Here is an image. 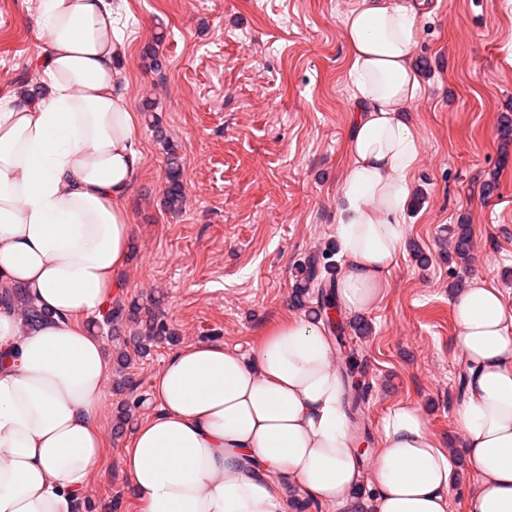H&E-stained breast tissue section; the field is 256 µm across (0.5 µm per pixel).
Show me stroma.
<instances>
[{
  "label": "stroma",
  "mask_w": 512,
  "mask_h": 512,
  "mask_svg": "<svg viewBox=\"0 0 512 512\" xmlns=\"http://www.w3.org/2000/svg\"><path fill=\"white\" fill-rule=\"evenodd\" d=\"M355 0H115L127 52L118 69L140 117L142 172L127 206L134 226L117 301L138 299L176 339L130 368L124 390L108 386L100 427L106 450L86 496L93 512H137L122 471L130 432L115 435L117 408L133 420L158 411L156 376L189 343L214 341L250 353L264 332L298 315L297 267L310 256L338 261L336 195L347 161L350 55L343 20ZM416 54L422 85L407 115L418 158L405 213V248L385 300L366 315L338 313L329 330L334 363L368 368L363 406L365 467L380 446L378 424L394 405L424 411L445 447L462 448L454 416L465 365L453 338L457 281L479 276L512 302V0H430ZM37 0H0V97L41 83ZM158 45L160 67L148 46ZM181 148L186 201L163 205L167 157ZM496 178L498 188L484 185ZM472 257L453 251L460 223ZM427 253V264L412 245Z\"/></svg>",
  "instance_id": "stroma-1"
}]
</instances>
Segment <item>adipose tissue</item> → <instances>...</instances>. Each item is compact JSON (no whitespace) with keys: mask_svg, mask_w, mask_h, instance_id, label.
Listing matches in <instances>:
<instances>
[{"mask_svg":"<svg viewBox=\"0 0 512 512\" xmlns=\"http://www.w3.org/2000/svg\"><path fill=\"white\" fill-rule=\"evenodd\" d=\"M38 15L43 91L0 98V288H22L50 317L26 329L0 309V512H78L112 377L88 320L108 307L127 261L142 153L118 90L126 45L112 0H38ZM419 15L418 0H359L344 19L354 117L334 293L350 315L383 302L403 246ZM452 306L468 370L455 427L477 474L468 512H512V304L474 278ZM333 353L324 320L305 315L247 355L212 342L175 351L156 378L159 410L122 458L138 512H288L301 495L362 512ZM379 435L363 512H448L454 458L422 409L395 405Z\"/></svg>","mask_w":512,"mask_h":512,"instance_id":"ef3b65f1","label":"adipose tissue"}]
</instances>
